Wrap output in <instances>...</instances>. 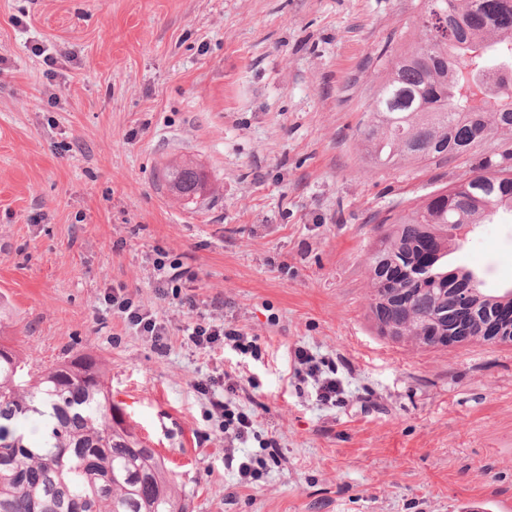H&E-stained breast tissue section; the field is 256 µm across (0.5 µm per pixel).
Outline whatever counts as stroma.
<instances>
[{"instance_id":"stroma-1","label":"stroma","mask_w":512,"mask_h":512,"mask_svg":"<svg viewBox=\"0 0 512 512\" xmlns=\"http://www.w3.org/2000/svg\"><path fill=\"white\" fill-rule=\"evenodd\" d=\"M419 0H0V318L49 366L86 353L165 457L192 512H480L512 505V344L425 348L378 335L366 259L376 216L512 154V135L395 169L358 129L379 54L419 36ZM194 161L207 189H165ZM262 347L167 351L104 301L125 289L171 327L157 260ZM449 267L512 287V214L470 232ZM224 306L212 310V298ZM307 349L319 383L295 376ZM256 385V438L230 440L194 383ZM277 439L269 460L259 441ZM266 467L241 485L229 457Z\"/></svg>"}]
</instances>
